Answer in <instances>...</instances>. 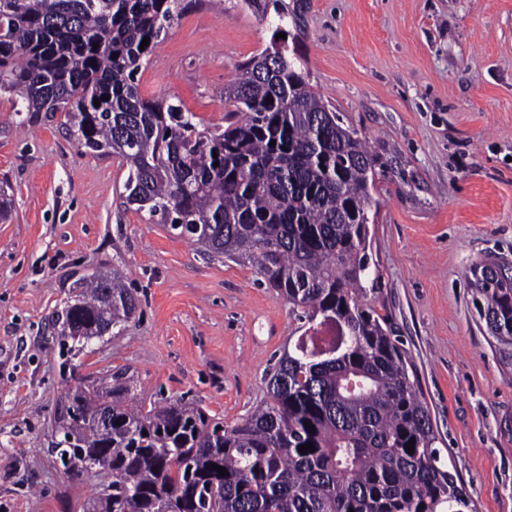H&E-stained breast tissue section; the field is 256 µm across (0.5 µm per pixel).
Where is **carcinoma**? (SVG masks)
Here are the masks:
<instances>
[{"label":"carcinoma","instance_id":"cac0c4a2","mask_svg":"<svg viewBox=\"0 0 512 512\" xmlns=\"http://www.w3.org/2000/svg\"><path fill=\"white\" fill-rule=\"evenodd\" d=\"M183 11L182 0H0V95L17 112L65 113L79 149L128 167L125 205L209 256L254 265L306 329L274 364L265 404L233 425L180 399L137 406L123 370L98 385L78 379L66 397L92 418L112 414L110 432L75 430L64 402L55 414L52 452L68 477L112 470L84 512H475L436 447L409 357L368 297L378 281L369 211L384 170L279 46L224 88L243 115L225 128L144 99L136 74ZM470 285L511 365L512 260L476 262ZM136 309L114 266L79 280L52 322L82 345ZM309 442L315 451L300 454Z\"/></svg>","mask_w":512,"mask_h":512}]
</instances>
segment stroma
<instances>
[{"mask_svg":"<svg viewBox=\"0 0 512 512\" xmlns=\"http://www.w3.org/2000/svg\"><path fill=\"white\" fill-rule=\"evenodd\" d=\"M136 79L207 126L277 33L310 88L379 162L368 254L376 308L409 353L445 460L477 512H512V367L472 305L471 266L512 259V0H184ZM64 113L0 96V512H82L106 479L50 448L70 374L128 369L143 404L182 399L226 424L265 401L303 333L248 264L208 257L123 204L128 169L81 153ZM120 266L139 307L66 353L50 324L79 279Z\"/></svg>","mask_w":512,"mask_h":512,"instance_id":"stroma-1","label":"stroma"}]
</instances>
